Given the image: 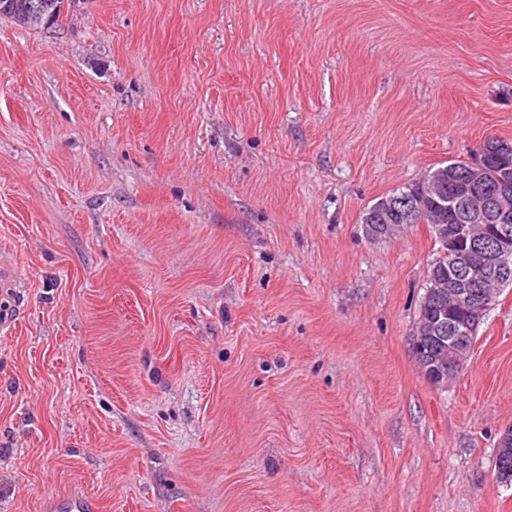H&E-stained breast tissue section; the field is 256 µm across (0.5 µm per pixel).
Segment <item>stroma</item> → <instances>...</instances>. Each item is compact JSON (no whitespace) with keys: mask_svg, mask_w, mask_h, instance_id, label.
Listing matches in <instances>:
<instances>
[{"mask_svg":"<svg viewBox=\"0 0 512 512\" xmlns=\"http://www.w3.org/2000/svg\"><path fill=\"white\" fill-rule=\"evenodd\" d=\"M512 139V0H71L0 19V512H512V288L447 385L429 227ZM30 1L32 0H0V18H7L20 24L29 25L27 27L33 29L48 30L58 25L59 22H53L49 25L44 23L42 25L32 24L28 21L27 16L35 23L42 22L45 17L49 22L53 20L60 21L64 14L66 1L57 4L51 2V0H34L28 6ZM27 12H29L28 15Z\"/></svg>","mask_w":512,"mask_h":512,"instance_id":"35a3bbf8","label":"stroma"}]
</instances>
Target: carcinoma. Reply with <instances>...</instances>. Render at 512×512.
<instances>
[{"instance_id": "1", "label": "carcinoma", "mask_w": 512, "mask_h": 512, "mask_svg": "<svg viewBox=\"0 0 512 512\" xmlns=\"http://www.w3.org/2000/svg\"><path fill=\"white\" fill-rule=\"evenodd\" d=\"M29 2L30 0H0V18H7L14 22L25 24L33 29L41 28L48 30L56 26L54 22L49 25L30 23L27 19ZM499 142H501L500 138L491 136L484 140L476 149V152L486 156L485 174L481 188L488 194H494L498 190L500 167L494 156L493 147L494 144ZM440 167L448 169V182L444 192L446 195L457 200L454 208L442 209L430 198L416 199L419 183L415 182L398 187L389 194L379 198L375 203L364 209L362 216V224L365 225L371 217H381L379 206L383 202L391 200L398 203L405 200L408 202L418 201L421 218L415 220V223L429 225L435 245H437L429 265L425 286L427 291L432 288L435 279L439 277L446 278L452 273V267L448 266V259L441 257L440 249H438V245H440L438 226H443L444 231L448 233V237L460 241L463 239V234L467 232L468 225L463 210L462 191L468 185L469 162L466 160H450L441 163ZM481 307L482 301L476 298L472 299L463 304L456 305L454 317H452V321L455 324L468 331L467 339L471 343L474 342L481 321L484 318V314L481 313ZM425 358L428 360L438 358L442 361L445 368L453 367V363L448 360V344H443L436 338L428 340V345L425 347Z\"/></svg>"}]
</instances>
